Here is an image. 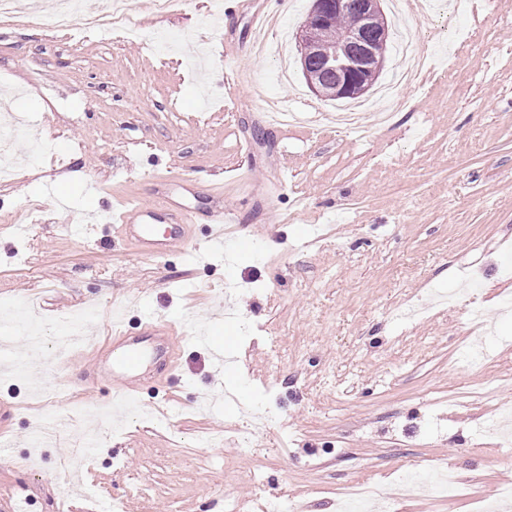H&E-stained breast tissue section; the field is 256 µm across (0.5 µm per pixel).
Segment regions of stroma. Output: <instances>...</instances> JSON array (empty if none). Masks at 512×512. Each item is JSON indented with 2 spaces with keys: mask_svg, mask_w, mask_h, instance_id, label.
Instances as JSON below:
<instances>
[{
  "mask_svg": "<svg viewBox=\"0 0 512 512\" xmlns=\"http://www.w3.org/2000/svg\"><path fill=\"white\" fill-rule=\"evenodd\" d=\"M214 0L134 10L110 39L55 24L56 0H16L31 27L0 22V109L24 116L19 176L0 181V311L33 304L40 361L0 382V499L31 487L41 512L123 502L127 512H336L363 481L396 512H479L512 485V0H423L412 28L429 52L423 84L403 90L389 126L372 113L360 141L336 131L300 70L294 34L310 0H288L282 54L256 56L250 20L275 0ZM56 155L30 153L29 138ZM249 141L240 153L238 140ZM194 183L204 212L222 193L238 228L207 250L140 258L112 231L108 205L157 204L162 182ZM99 220L95 245L59 227ZM483 272L466 288L471 264ZM63 311L81 313V356L56 355ZM196 315L238 366L216 385L209 345L177 337L166 398L99 413L106 386L84 365L112 342V314ZM68 384L36 395L31 379ZM57 442L34 446L55 418ZM252 447L242 453L244 430ZM95 435L94 452L83 447ZM454 472L447 493L416 495L406 474Z\"/></svg>",
  "mask_w": 512,
  "mask_h": 512,
  "instance_id": "1",
  "label": "stroma"
}]
</instances>
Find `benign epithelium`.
<instances>
[{
  "label": "benign epithelium",
  "instance_id": "7a95c632",
  "mask_svg": "<svg viewBox=\"0 0 512 512\" xmlns=\"http://www.w3.org/2000/svg\"><path fill=\"white\" fill-rule=\"evenodd\" d=\"M351 0H314L306 20L299 27L297 40L300 43L318 45L319 56L324 65L336 71V83L322 85L309 76L307 63H302V74L317 96L326 100L357 98L370 89L363 79L370 70L379 76L385 62L388 29L384 18L381 0H361V13L364 27L374 31V40H363V32L354 31L332 48L319 45V35L332 15L349 8Z\"/></svg>",
  "mask_w": 512,
  "mask_h": 512
}]
</instances>
